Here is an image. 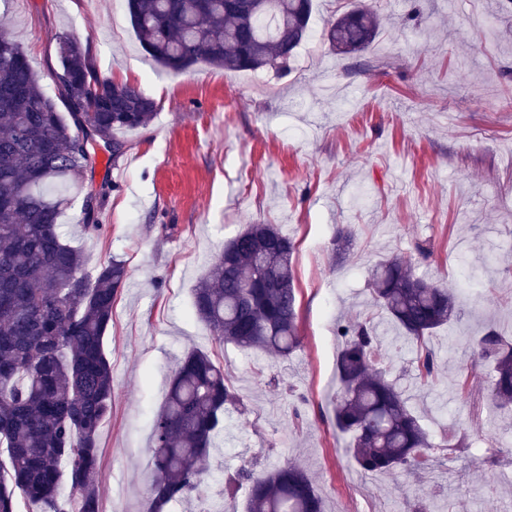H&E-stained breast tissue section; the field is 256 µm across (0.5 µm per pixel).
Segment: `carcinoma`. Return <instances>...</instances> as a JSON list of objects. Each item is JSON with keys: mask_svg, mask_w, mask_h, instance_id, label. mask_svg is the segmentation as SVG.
I'll return each mask as SVG.
<instances>
[{"mask_svg": "<svg viewBox=\"0 0 512 512\" xmlns=\"http://www.w3.org/2000/svg\"><path fill=\"white\" fill-rule=\"evenodd\" d=\"M127 0L143 50L160 66L199 64L226 71L280 68L308 34L312 0ZM377 14L355 5L328 24L325 39L357 56L379 34ZM59 111L27 56L0 29V512H18L17 497L42 512H101L99 432L112 409V367L104 339L112 307L128 277L111 259L93 276L59 230L64 199L52 188L93 180L98 148L123 154L117 133L147 126L157 104L140 88L96 71L75 38L59 40ZM354 238L332 240L345 259ZM295 242L276 224H249L224 244L194 288L197 319L215 338L286 359L301 346ZM375 304L408 340L426 337L460 317L453 290L418 276L410 260L390 257L370 272ZM332 396L336 429L349 438L350 463L363 473L426 472L436 446L404 391L387 377L386 355L371 319L339 327ZM473 355L493 366L488 396L512 406V339L489 328L470 338ZM423 383L438 366L417 357ZM240 397L224 368L192 350L170 383L153 423L155 479L150 512L199 490L201 462L216 447L224 413ZM68 479L77 498L63 499ZM249 484L247 512H324L323 498L299 467L242 468L229 479Z\"/></svg>", "mask_w": 512, "mask_h": 512, "instance_id": "carcinoma-1", "label": "carcinoma"}]
</instances>
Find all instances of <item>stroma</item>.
<instances>
[{
    "instance_id": "1",
    "label": "stroma",
    "mask_w": 512,
    "mask_h": 512,
    "mask_svg": "<svg viewBox=\"0 0 512 512\" xmlns=\"http://www.w3.org/2000/svg\"><path fill=\"white\" fill-rule=\"evenodd\" d=\"M356 1L381 23L358 57L320 38L282 69L176 74L142 50L124 0H0V25L49 96L56 39L68 35L89 47L101 76L157 104L148 126L124 133L118 161L99 154L94 181L113 185L101 232L82 224L86 186H68L60 217L87 273L110 259L128 269L104 343L103 512H149L153 420L192 349L223 365L248 411L225 412L200 492L168 512L215 502L246 512V488L225 497V475L289 461L312 478L325 512H414L428 497L437 512H512V410L493 407L491 369L467 343L490 326L512 334V12L500 0H314L311 27L324 30ZM249 224L279 225L296 242L301 347L286 360L221 344L193 314L196 285ZM343 226L354 249L338 266L331 241ZM393 255L456 289L463 310L425 342L440 363L426 386L415 346L370 298V268ZM368 317L391 379L434 440L453 421L466 438L418 476L357 471L336 431V326Z\"/></svg>"
}]
</instances>
